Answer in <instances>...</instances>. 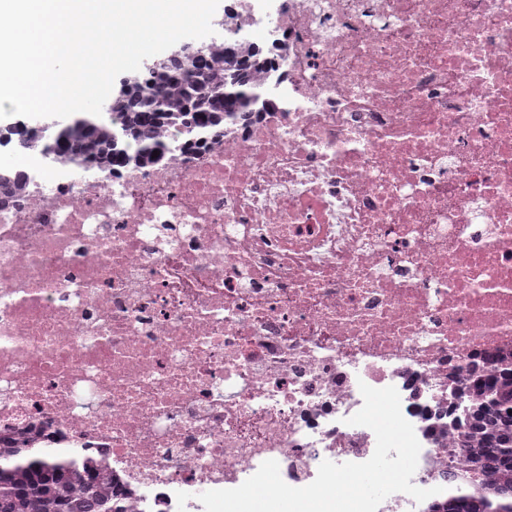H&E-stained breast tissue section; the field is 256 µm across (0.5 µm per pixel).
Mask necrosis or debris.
<instances>
[{"label": "necrosis or debris", "instance_id": "4bbe7bcc", "mask_svg": "<svg viewBox=\"0 0 512 512\" xmlns=\"http://www.w3.org/2000/svg\"><path fill=\"white\" fill-rule=\"evenodd\" d=\"M266 110L0 205V446L99 461L124 512H204L268 459L363 462L395 387L445 486L469 377L512 354V0H277Z\"/></svg>", "mask_w": 512, "mask_h": 512}]
</instances>
